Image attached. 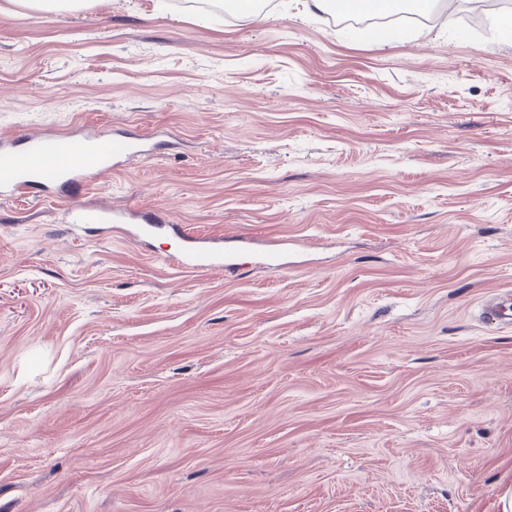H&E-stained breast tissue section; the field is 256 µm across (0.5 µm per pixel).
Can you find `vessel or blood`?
<instances>
[{
  "instance_id": "1",
  "label": "vessel or blood",
  "mask_w": 512,
  "mask_h": 512,
  "mask_svg": "<svg viewBox=\"0 0 512 512\" xmlns=\"http://www.w3.org/2000/svg\"><path fill=\"white\" fill-rule=\"evenodd\" d=\"M102 138V132L95 130L65 137L43 134L0 142V196H18L44 175L87 182L105 170H120L131 162L152 158L161 147L154 138L127 135L115 140L112 157L107 160L98 147ZM172 232L184 244L177 262L188 269L218 270L237 276L241 268L236 254L252 251L251 239L243 236L200 241L179 224L173 225ZM252 253L255 264L272 268L279 265L277 250L267 248ZM481 316L490 325H511L512 298L488 303Z\"/></svg>"
}]
</instances>
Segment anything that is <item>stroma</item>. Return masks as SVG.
<instances>
[{
  "instance_id": "stroma-1",
  "label": "stroma",
  "mask_w": 512,
  "mask_h": 512,
  "mask_svg": "<svg viewBox=\"0 0 512 512\" xmlns=\"http://www.w3.org/2000/svg\"><path fill=\"white\" fill-rule=\"evenodd\" d=\"M430 10L383 43L302 0H0V138L166 142L0 201V512H502L512 37ZM71 208L287 268L192 271ZM484 322L495 326H511L512 298L492 301L484 306L481 312Z\"/></svg>"
}]
</instances>
